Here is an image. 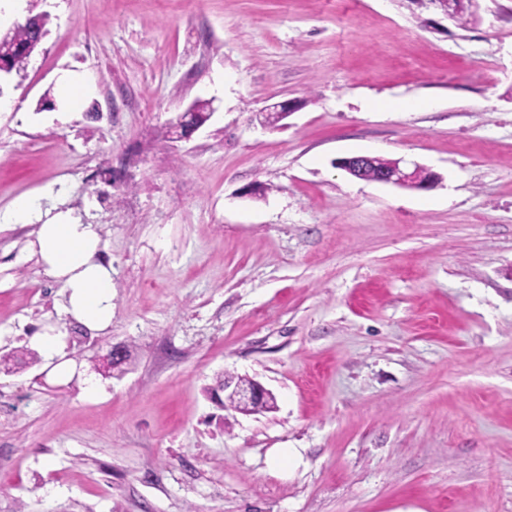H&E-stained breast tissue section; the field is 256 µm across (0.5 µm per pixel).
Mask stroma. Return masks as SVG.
Segmentation results:
<instances>
[{"label": "stroma", "mask_w": 512, "mask_h": 512, "mask_svg": "<svg viewBox=\"0 0 512 512\" xmlns=\"http://www.w3.org/2000/svg\"><path fill=\"white\" fill-rule=\"evenodd\" d=\"M22 14L48 34L0 99V354L63 324L73 370H0V512H512V0H24L0 27ZM22 196L99 226L107 329L59 314ZM227 374L275 409L222 406ZM438 177L426 168L413 163L409 166L403 159H393L382 168L371 182L392 184L402 188H425L433 186Z\"/></svg>", "instance_id": "obj_1"}]
</instances>
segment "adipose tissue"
Segmentation results:
<instances>
[{
	"mask_svg": "<svg viewBox=\"0 0 512 512\" xmlns=\"http://www.w3.org/2000/svg\"><path fill=\"white\" fill-rule=\"evenodd\" d=\"M98 229L57 213L37 225L29 244L45 272L62 285V314L86 327L106 329L112 323V266L98 260Z\"/></svg>",
	"mask_w": 512,
	"mask_h": 512,
	"instance_id": "1",
	"label": "adipose tissue"
}]
</instances>
